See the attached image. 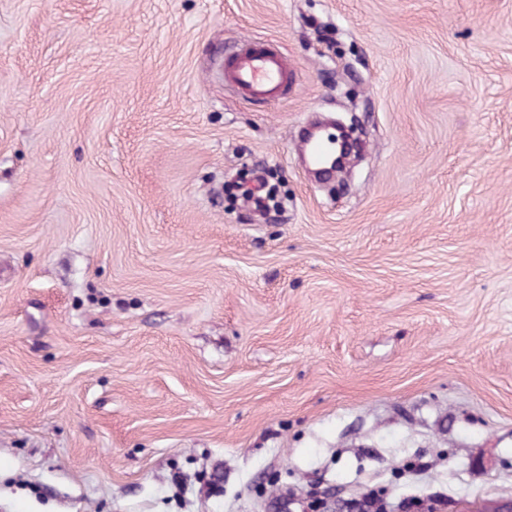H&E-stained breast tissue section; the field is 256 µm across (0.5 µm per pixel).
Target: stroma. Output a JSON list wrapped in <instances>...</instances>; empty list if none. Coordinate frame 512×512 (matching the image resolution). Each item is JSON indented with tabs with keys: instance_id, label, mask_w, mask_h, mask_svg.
I'll use <instances>...</instances> for the list:
<instances>
[{
	"instance_id": "obj_1",
	"label": "stroma",
	"mask_w": 512,
	"mask_h": 512,
	"mask_svg": "<svg viewBox=\"0 0 512 512\" xmlns=\"http://www.w3.org/2000/svg\"><path fill=\"white\" fill-rule=\"evenodd\" d=\"M246 36L287 101L225 88ZM349 112L338 195L295 143ZM314 483L512 498V0H0V512ZM224 84L255 103L288 99L295 85L288 57L271 41H237L221 58Z\"/></svg>"
}]
</instances>
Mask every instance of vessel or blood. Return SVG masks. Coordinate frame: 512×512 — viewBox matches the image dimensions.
<instances>
[{"label": "vessel or blood", "mask_w": 512, "mask_h": 512, "mask_svg": "<svg viewBox=\"0 0 512 512\" xmlns=\"http://www.w3.org/2000/svg\"><path fill=\"white\" fill-rule=\"evenodd\" d=\"M220 66L225 85L255 103H277L288 99L294 89V70L287 56L268 40L237 41ZM335 147L333 136L324 129L316 138L304 139L300 152L307 169L323 166Z\"/></svg>", "instance_id": "1"}]
</instances>
